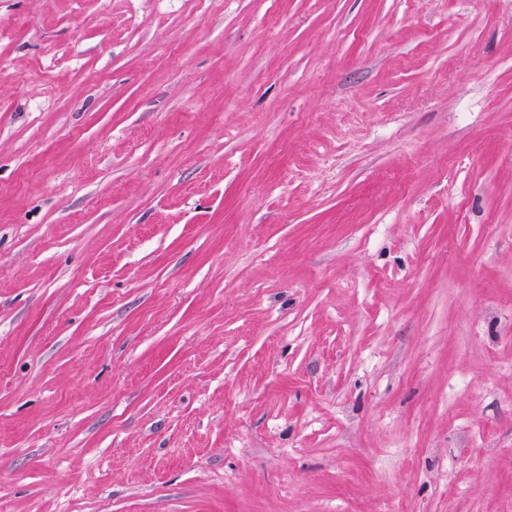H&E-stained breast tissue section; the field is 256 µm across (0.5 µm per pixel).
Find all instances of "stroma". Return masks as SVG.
Returning a JSON list of instances; mask_svg holds the SVG:
<instances>
[{
    "label": "stroma",
    "mask_w": 512,
    "mask_h": 512,
    "mask_svg": "<svg viewBox=\"0 0 512 512\" xmlns=\"http://www.w3.org/2000/svg\"><path fill=\"white\" fill-rule=\"evenodd\" d=\"M0 512H512V0H0Z\"/></svg>",
    "instance_id": "obj_1"
}]
</instances>
